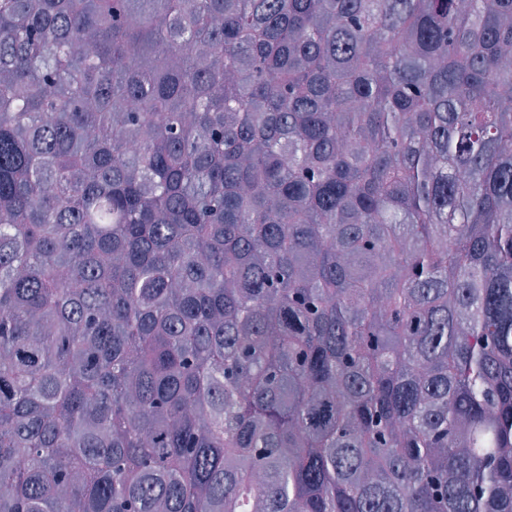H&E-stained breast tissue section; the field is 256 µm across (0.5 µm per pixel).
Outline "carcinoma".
<instances>
[{
    "mask_svg": "<svg viewBox=\"0 0 512 512\" xmlns=\"http://www.w3.org/2000/svg\"><path fill=\"white\" fill-rule=\"evenodd\" d=\"M511 49L0 0V512H512Z\"/></svg>",
    "mask_w": 512,
    "mask_h": 512,
    "instance_id": "obj_1",
    "label": "carcinoma"
}]
</instances>
